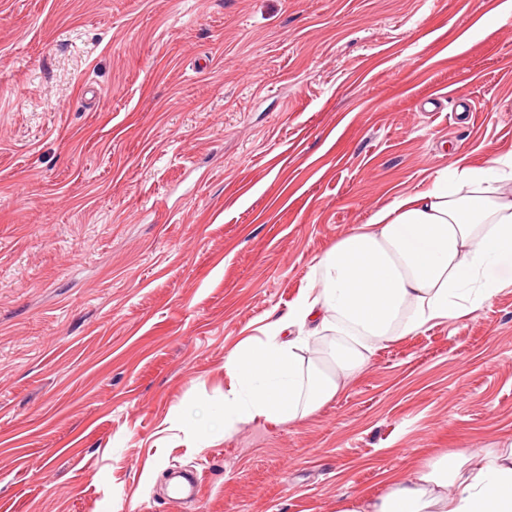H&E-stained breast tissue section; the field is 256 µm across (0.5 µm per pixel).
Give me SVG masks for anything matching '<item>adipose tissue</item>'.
I'll return each instance as SVG.
<instances>
[{"mask_svg": "<svg viewBox=\"0 0 512 512\" xmlns=\"http://www.w3.org/2000/svg\"><path fill=\"white\" fill-rule=\"evenodd\" d=\"M313 285L224 359L225 433L292 423L335 398L382 346L472 314L512 285V155L458 156L421 192L342 235ZM338 512H512V440L424 461Z\"/></svg>", "mask_w": 512, "mask_h": 512, "instance_id": "adipose-tissue-1", "label": "adipose tissue"}]
</instances>
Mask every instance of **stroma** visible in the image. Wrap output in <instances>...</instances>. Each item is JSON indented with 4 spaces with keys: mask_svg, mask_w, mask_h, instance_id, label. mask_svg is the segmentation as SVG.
I'll return each mask as SVG.
<instances>
[{
    "mask_svg": "<svg viewBox=\"0 0 512 512\" xmlns=\"http://www.w3.org/2000/svg\"><path fill=\"white\" fill-rule=\"evenodd\" d=\"M501 3L0 0V512H337L512 437V287L302 420L218 425L315 258L512 153Z\"/></svg>",
    "mask_w": 512,
    "mask_h": 512,
    "instance_id": "obj_1",
    "label": "stroma"
}]
</instances>
